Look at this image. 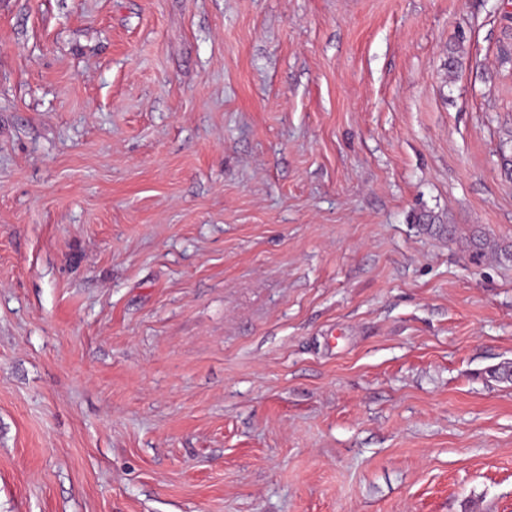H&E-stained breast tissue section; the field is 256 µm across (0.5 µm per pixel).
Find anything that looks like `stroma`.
I'll return each mask as SVG.
<instances>
[{
  "label": "stroma",
  "instance_id": "1",
  "mask_svg": "<svg viewBox=\"0 0 512 512\" xmlns=\"http://www.w3.org/2000/svg\"><path fill=\"white\" fill-rule=\"evenodd\" d=\"M512 0H0V512H512Z\"/></svg>",
  "mask_w": 512,
  "mask_h": 512
}]
</instances>
